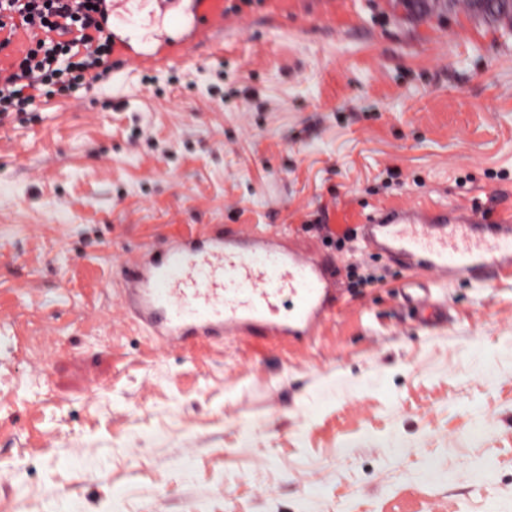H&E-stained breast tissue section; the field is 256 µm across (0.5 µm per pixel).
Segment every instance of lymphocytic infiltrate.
<instances>
[{
	"label": "lymphocytic infiltrate",
	"instance_id": "f902f5d3",
	"mask_svg": "<svg viewBox=\"0 0 512 512\" xmlns=\"http://www.w3.org/2000/svg\"><path fill=\"white\" fill-rule=\"evenodd\" d=\"M70 0H0V28L17 22L39 21L44 40L30 47L17 72L0 81V122L25 113L32 90L49 84L69 89L85 82L87 72L104 78L112 53L104 28L106 0H80L72 10Z\"/></svg>",
	"mask_w": 512,
	"mask_h": 512
}]
</instances>
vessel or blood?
<instances>
[{"mask_svg": "<svg viewBox=\"0 0 512 512\" xmlns=\"http://www.w3.org/2000/svg\"><path fill=\"white\" fill-rule=\"evenodd\" d=\"M231 0H190L163 15L168 37L141 48L112 37V59L148 72L188 54L187 35L223 54L222 37L237 12ZM41 36L21 28L0 51V74ZM364 251L411 273L399 290L401 303L423 324L448 317L446 302L420 281L430 272L439 284L512 267V219L487 222L476 206L375 210L356 229ZM126 317L154 345L179 346L198 339L259 336L300 342L311 339L344 301L341 273L331 259L290 245L276 230L203 229L165 237L162 249L148 246L129 257L121 271Z\"/></svg>", "mask_w": 512, "mask_h": 512, "instance_id": "1", "label": "vessel or blood"}]
</instances>
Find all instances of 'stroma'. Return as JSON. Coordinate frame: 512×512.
Segmentation results:
<instances>
[{
    "instance_id": "stroma-1",
    "label": "stroma",
    "mask_w": 512,
    "mask_h": 512,
    "mask_svg": "<svg viewBox=\"0 0 512 512\" xmlns=\"http://www.w3.org/2000/svg\"><path fill=\"white\" fill-rule=\"evenodd\" d=\"M225 39L0 123V505L512 512V270L449 281L447 322L422 326L406 271L313 230L390 204L512 212V20L288 0ZM197 224L271 225L384 279L291 349L159 350L120 266Z\"/></svg>"
}]
</instances>
